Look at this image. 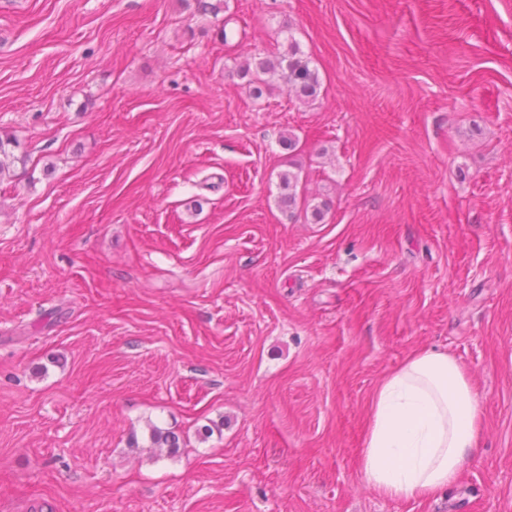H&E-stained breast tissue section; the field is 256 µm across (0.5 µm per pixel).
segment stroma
<instances>
[{
  "label": "stroma",
  "instance_id": "stroma-1",
  "mask_svg": "<svg viewBox=\"0 0 512 512\" xmlns=\"http://www.w3.org/2000/svg\"><path fill=\"white\" fill-rule=\"evenodd\" d=\"M292 38L317 99L254 97ZM0 138V512H512V0H0ZM432 348L479 458L380 496L368 402Z\"/></svg>",
  "mask_w": 512,
  "mask_h": 512
}]
</instances>
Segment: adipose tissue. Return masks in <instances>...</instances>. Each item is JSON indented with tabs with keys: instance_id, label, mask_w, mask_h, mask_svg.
Here are the masks:
<instances>
[{
	"instance_id": "obj_1",
	"label": "adipose tissue",
	"mask_w": 512,
	"mask_h": 512,
	"mask_svg": "<svg viewBox=\"0 0 512 512\" xmlns=\"http://www.w3.org/2000/svg\"><path fill=\"white\" fill-rule=\"evenodd\" d=\"M480 446L474 387L448 353L414 351L376 387L357 466L391 498H423L452 485Z\"/></svg>"
}]
</instances>
